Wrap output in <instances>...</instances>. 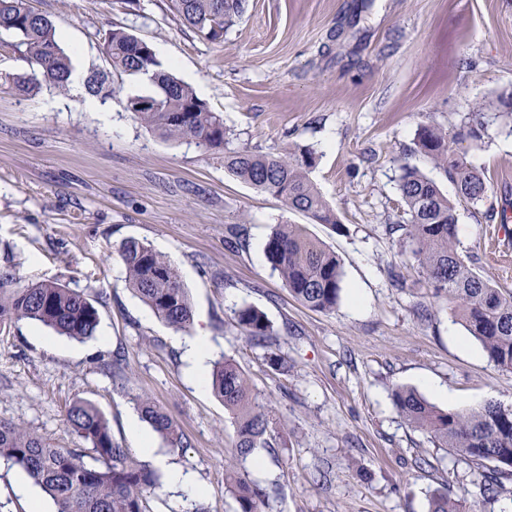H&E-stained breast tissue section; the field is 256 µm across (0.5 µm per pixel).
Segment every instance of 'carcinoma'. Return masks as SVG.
<instances>
[{
	"label": "carcinoma",
	"instance_id": "obj_1",
	"mask_svg": "<svg viewBox=\"0 0 512 512\" xmlns=\"http://www.w3.org/2000/svg\"><path fill=\"white\" fill-rule=\"evenodd\" d=\"M172 3L182 24L210 42L221 41L245 11V0ZM2 33L14 37L7 47L31 66L28 73L5 76L18 91L33 94L44 84L60 90L68 86L71 59L48 17L29 8L26 0H0ZM101 52L116 76L152 73L153 89L134 96L152 101L150 108L135 113L141 125L166 139H188L207 150L224 151L228 173L314 222L341 230L336 212L308 176L315 160L311 150L282 155L259 154L248 148L228 151L229 132L223 118L192 87L161 68L148 42L116 28L103 37ZM108 79L105 71H91L86 80L88 93L111 95ZM415 146V152L443 170L458 197L472 203L488 197L490 186L484 175L450 150L442 132L421 129ZM399 191L404 203L402 222L392 229L402 231V252L418 276L413 284L423 282L435 296L445 298L449 313L481 344L488 359L512 372V291L493 285L472 268L471 257L458 252L455 204L432 179L405 164ZM119 252L129 288L168 326L189 329L192 303L171 261L134 238L122 242ZM265 256L302 305L326 312L336 306L342 291L340 262L303 225H275L265 244ZM97 304L59 282L22 286L11 270L0 269V326L24 320L84 342L98 332ZM236 323L259 346L272 335L266 315L253 306L241 307ZM211 387L233 415L237 460H247L259 448L274 447L271 415L256 401L234 360L223 357L214 363ZM391 397L407 423L426 433L436 447L472 462L495 463L485 480L483 500L497 499L504 481L512 478V406L489 402L477 409L443 410L416 391L399 386L392 389ZM137 408L168 445H182L183 434L173 419L151 399L139 398ZM65 418L84 447L56 448L23 425L0 420V463L23 471L52 502L54 512H147V498L158 486L155 471L114 439L108 419L92 402L74 401ZM225 482L237 504L236 512H261L266 492L259 485L233 466L225 469ZM428 512H474V508L463 499L437 492L430 498Z\"/></svg>",
	"mask_w": 512,
	"mask_h": 512
}]
</instances>
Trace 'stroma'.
I'll use <instances>...</instances> for the list:
<instances>
[{
    "mask_svg": "<svg viewBox=\"0 0 512 512\" xmlns=\"http://www.w3.org/2000/svg\"><path fill=\"white\" fill-rule=\"evenodd\" d=\"M29 4L53 21L76 68L108 69L100 44L114 28L151 43L163 67L205 88L228 148L314 151L309 177L343 229L243 183L194 141L146 129L127 109L146 91L137 77L116 81L94 112L83 90L22 95L0 81V268L24 285L67 284L98 300L100 313L84 342L27 321L0 330V419L77 448L65 413L84 399L130 449L136 401L151 398L184 434L178 448L154 438L157 455L204 491L190 496L160 480L150 512H235L224 482L233 463L267 489L263 512H427L439 490L480 500L490 462L435 447L399 414L391 389H414L444 410L510 406L512 372L478 342L460 344L465 330L445 299L394 287L392 272L415 273L389 226L401 210L402 164L454 195L444 172L413 151L422 127L438 129L491 185L487 203L457 202V222L469 228L457 248L512 291V254L488 247L512 212V116L498 111L512 98V0H247L219 43L183 26L170 0L129 10L113 0ZM477 123L480 138L466 137ZM276 224L305 225L335 252L343 282L333 310L304 307L272 272L264 246ZM129 238L178 268L191 333L209 336L214 358L237 361L276 419L274 445L257 461L237 462L233 421L190 379L178 330L128 287L118 248ZM245 305L269 319L271 349L237 327ZM270 350L282 369L269 366Z\"/></svg>",
    "mask_w": 512,
    "mask_h": 512,
    "instance_id": "stroma-1",
    "label": "stroma"
}]
</instances>
